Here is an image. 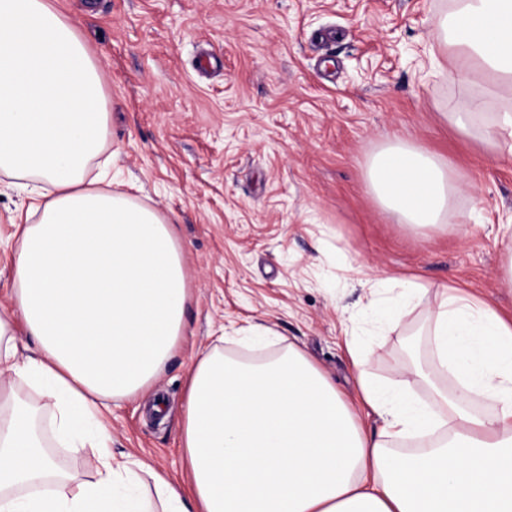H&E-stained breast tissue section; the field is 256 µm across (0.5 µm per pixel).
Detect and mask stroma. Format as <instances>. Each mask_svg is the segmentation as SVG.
Instances as JSON below:
<instances>
[{
  "mask_svg": "<svg viewBox=\"0 0 512 512\" xmlns=\"http://www.w3.org/2000/svg\"><path fill=\"white\" fill-rule=\"evenodd\" d=\"M99 61L112 188L173 224L192 334L156 383L114 406L112 450L181 473L177 425L198 348L303 350L360 406L351 349L417 400L454 389L436 366L430 313L443 286L512 312V151H486L442 115L482 95L449 82L430 32L451 0H53ZM444 157L460 182L447 232L396 223L366 182L390 140ZM370 275L356 274L358 265ZM423 285L398 327L366 334L368 299ZM272 333L261 342L250 326ZM167 418L150 411L154 397Z\"/></svg>",
  "mask_w": 512,
  "mask_h": 512,
  "instance_id": "stroma-1",
  "label": "stroma"
}]
</instances>
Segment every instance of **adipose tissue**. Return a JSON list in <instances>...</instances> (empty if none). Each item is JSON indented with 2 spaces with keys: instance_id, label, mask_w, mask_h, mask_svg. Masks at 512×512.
<instances>
[{
  "instance_id": "ef3b65f1",
  "label": "adipose tissue",
  "mask_w": 512,
  "mask_h": 512,
  "mask_svg": "<svg viewBox=\"0 0 512 512\" xmlns=\"http://www.w3.org/2000/svg\"><path fill=\"white\" fill-rule=\"evenodd\" d=\"M431 36L456 61L451 82L512 93V0H454ZM482 106L444 118L500 148L512 113L481 125ZM109 120L101 67L69 18L51 0H0V175L35 194L0 302V512H512V315L455 288L431 313L454 393L417 402L354 358L380 431L298 348L260 361L203 349L179 428L185 480L114 454L108 404L158 378L191 291L172 225L89 178ZM367 184L417 229L443 223L456 189L443 157L405 140L371 156ZM480 398L495 411H474ZM411 437L419 451H393ZM53 443L85 453L92 475L63 471Z\"/></svg>"
}]
</instances>
